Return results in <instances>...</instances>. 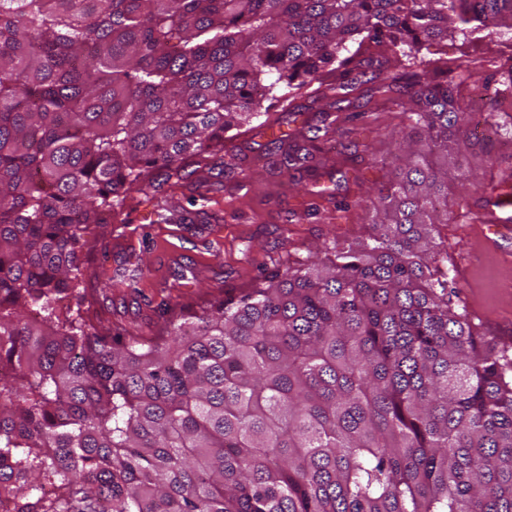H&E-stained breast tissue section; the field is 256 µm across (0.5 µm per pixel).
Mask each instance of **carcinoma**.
Listing matches in <instances>:
<instances>
[{
    "label": "carcinoma",
    "mask_w": 512,
    "mask_h": 512,
    "mask_svg": "<svg viewBox=\"0 0 512 512\" xmlns=\"http://www.w3.org/2000/svg\"><path fill=\"white\" fill-rule=\"evenodd\" d=\"M512 30V0H0V501L9 512H512V355L453 306L448 157L470 105L420 63L370 242L286 265L157 338L89 316L81 225L197 170L264 102L333 76L393 101L380 48ZM331 112L264 147L311 168ZM459 206L491 203L461 175ZM52 492H45L46 487Z\"/></svg>",
    "instance_id": "obj_1"
}]
</instances>
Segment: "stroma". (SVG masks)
<instances>
[{
    "mask_svg": "<svg viewBox=\"0 0 512 512\" xmlns=\"http://www.w3.org/2000/svg\"><path fill=\"white\" fill-rule=\"evenodd\" d=\"M417 57L451 68L471 62L486 84L458 85L456 95L477 112L492 109L512 116V100L495 96L512 59V31L427 42ZM289 100L293 114L281 112L275 103L267 113L268 120L280 121L288 132L318 119L329 105L311 86L291 91ZM410 106L399 92L385 109L367 105L359 120L336 113L328 138L337 148L325 153L312 172L281 169L277 156L262 154L258 131L228 133L225 169L164 186L141 204L124 208L123 223L84 225L83 238L92 248L85 276L108 277L87 296L91 314L102 327L149 339L163 322V301L196 309L218 293L238 296L276 267L296 266L332 255L335 247L368 240V216L395 166L391 135L411 132L416 121ZM490 155L500 158L499 167L487 168ZM511 170L512 133H474L448 162V221L436 225L434 237L448 248L457 285L454 302L480 310L481 332L512 349V267L499 262L497 247L483 239L479 225L460 222L457 206L458 173L488 184ZM162 209L169 216L165 224L156 221Z\"/></svg>",
    "mask_w": 512,
    "mask_h": 512,
    "instance_id": "stroma-1",
    "label": "stroma"
}]
</instances>
